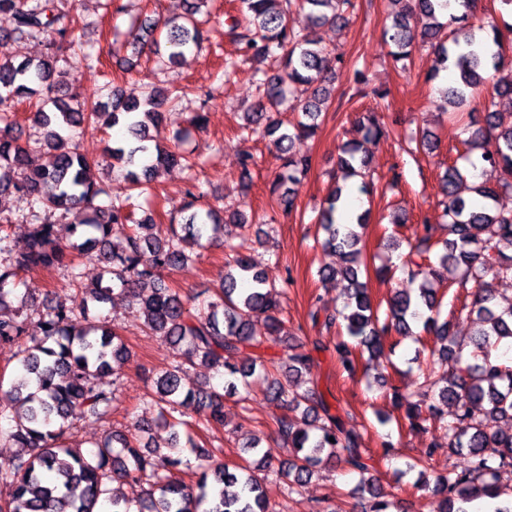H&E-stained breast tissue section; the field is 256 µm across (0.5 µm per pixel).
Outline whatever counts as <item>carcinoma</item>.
<instances>
[{"mask_svg":"<svg viewBox=\"0 0 512 512\" xmlns=\"http://www.w3.org/2000/svg\"><path fill=\"white\" fill-rule=\"evenodd\" d=\"M211 0H190L181 21L164 25L167 62L176 64L188 54L206 48L203 26L216 14L208 10L198 17V4ZM402 13L392 19L387 31L395 63L407 66L416 51L428 47L446 70L455 72L446 96L463 105L473 100L482 105V118L472 121L465 146L471 169H480L483 181L472 187L484 200L476 208L458 192L461 171L450 166L444 177L442 217L448 238L432 241L428 225L406 239L407 253L397 267L383 265L377 274L390 278L399 273L411 288L398 289L386 300V307L373 302L360 281L361 269L368 268L360 229L368 214L357 215L355 224L337 223L343 189L338 188L319 211L316 224L323 232L321 245L339 259L335 267L319 272L322 284L347 282L341 309L325 315V325L343 330L347 339L336 343V358L343 372H356V354L368 353L376 367L387 358L383 338L395 333L422 342L421 333L433 336L428 348L430 368L424 383L431 388V403L423 406L411 394L392 388L391 400L404 410L410 429L429 431L440 424L445 430L448 455L464 454L469 466L419 471L414 483L440 497L439 512H470L469 505L482 497L496 500L492 512H512V432L495 429L489 422L501 417L512 420V364L493 355L504 339H512V306L495 309L485 277L512 275V211L496 207L501 192H512V122L504 124L502 111L512 114V75L485 87L483 72L501 71L512 48V24L474 26L470 18L481 0H459V14L446 13L450 0H396ZM309 10L312 27L296 30L290 24L292 8ZM356 10L355 0H239L241 18L225 34L241 45L243 55H258L276 63L273 75L257 80L259 96L251 111L243 113L240 136L249 141L258 136L275 152L280 164L271 171L270 193L277 208L291 212L296 207L297 187L312 167V158L301 151L302 143L313 137L319 118L330 100L324 73L341 72L348 61L322 45L317 29L323 25L347 23ZM0 13L8 14L12 27L0 30V39L24 41L45 36L51 40L79 44L84 18L58 6L57 0H0ZM491 29L496 50L487 55L475 50L484 44L479 35ZM239 60L224 59V70L214 80L231 82ZM182 90L151 87L144 100L125 97L108 80L92 93L71 92L63 86L57 60L48 55L19 62L0 60V193H13L41 205L26 224L27 245L15 252L10 234L0 228V344L20 345L18 368L24 381L6 391L9 406L0 408V418L11 421L0 427V441L9 442L23 453L0 462V485L9 497L0 512H130L131 504L108 484L117 480L144 482L145 497L137 512H270L264 478L258 472L275 475L288 491L315 473L322 458L334 459L359 476L356 491L364 500L362 512H390L394 502L376 486L370 457L365 453L363 435L340 414H333L317 390L313 378L314 359L290 343L293 333L282 318L283 292L269 285L262 271L243 252V244L224 241V225L235 224L255 230L263 218L241 210L218 209L198 204L193 184L199 159L180 148H162L154 143L151 130L164 119V107L181 96ZM301 99L292 105L297 112L291 120L281 116L286 95ZM38 99L31 117L36 138L32 143L47 155L45 163H29L30 145H22L23 130L11 108L24 99ZM364 130L361 140L346 144L340 157L345 177H365L370 148L389 130L380 116L367 112L359 117ZM125 129V142L107 147V158L124 169L125 195L93 176L99 165L79 152L61 134L65 128L80 133ZM493 140V152L476 150L480 141ZM241 183L247 189L259 158L250 150L240 156ZM179 167L191 181L186 190L185 213L181 222L170 217L168 224H154L152 218L132 223L133 199L155 190L160 171ZM72 218L69 237L59 236L54 214ZM217 243L224 245V276L212 290L214 299L194 306L179 290L165 284L163 273L193 262L199 251ZM102 263L103 279L85 284L81 259ZM54 266L66 273L67 285L80 291L79 299L57 300L35 308V302L16 292V278L22 272ZM459 272L457 285L476 287L472 306L477 337L473 361L464 359V344L450 332V322L441 319L435 285L448 267ZM132 298L135 317L150 333L169 340L179 358L151 379L150 403L158 409L157 423L173 431L180 446L178 427H191L193 411L209 409L208 424L224 422V399L243 402L255 387L279 403L283 413L273 418L276 434L289 448V458L277 465L260 458L247 465L229 466L218 448H207L186 434L185 447L198 462L195 484L182 482L178 473L182 459L143 451L120 431H112L95 450L83 452L70 447L74 418L93 415L105 418L116 402L118 370L128 356L120 327L95 314V306L110 300L114 291ZM36 310L41 335L26 334L24 313ZM263 319L266 335L253 334L255 320ZM280 344L283 354L265 357L267 344ZM250 350L248 364L238 357ZM202 365L222 371L224 386L206 379L194 388L184 385L189 367ZM110 375L112 381L102 377ZM334 441H329V438Z\"/></svg>","mask_w":512,"mask_h":512,"instance_id":"1","label":"carcinoma"}]
</instances>
